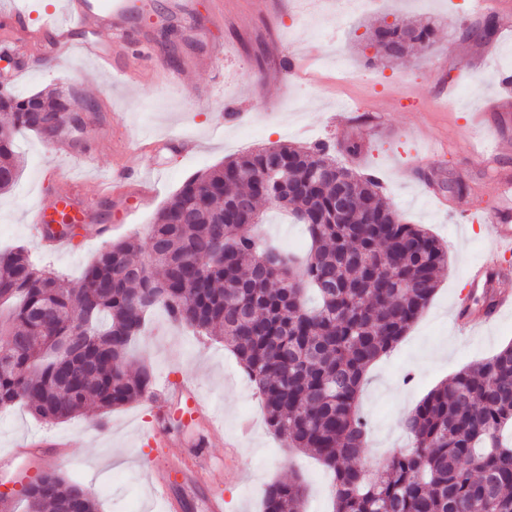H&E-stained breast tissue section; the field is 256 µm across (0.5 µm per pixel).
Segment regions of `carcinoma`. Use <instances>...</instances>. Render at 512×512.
<instances>
[{"label": "carcinoma", "mask_w": 512, "mask_h": 512, "mask_svg": "<svg viewBox=\"0 0 512 512\" xmlns=\"http://www.w3.org/2000/svg\"><path fill=\"white\" fill-rule=\"evenodd\" d=\"M434 31L403 20L370 31L374 57L429 46ZM73 114L64 92L0 90V191L16 180V133L46 136L43 116ZM291 187L239 176L272 162ZM350 208L336 209L339 185ZM276 195L306 227L301 258L252 231ZM448 250L402 222L372 174L339 166L331 145L272 144L183 183L157 213L146 254L116 241L78 282L39 268L17 247L0 251V408L25 406L49 423L141 402L153 371L132 367L131 342L161 304L170 317L224 342L258 391L266 421L288 447L333 473L335 512H512V344L454 374L406 417L411 445L368 471L357 465L367 423L357 398L368 368L395 347L431 301ZM26 512H98L75 475H39ZM296 474L266 486L262 512H304Z\"/></svg>", "instance_id": "obj_1"}]
</instances>
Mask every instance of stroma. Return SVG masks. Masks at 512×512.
<instances>
[{"label":"stroma","instance_id":"obj_1","mask_svg":"<svg viewBox=\"0 0 512 512\" xmlns=\"http://www.w3.org/2000/svg\"><path fill=\"white\" fill-rule=\"evenodd\" d=\"M163 0H142L131 27V49L164 48L182 71L169 84L150 67L137 83L113 81L92 60L71 53L62 60L28 57L11 86L25 96L45 88L68 91L81 128L66 131L75 156L55 157L50 141L33 132L17 136L24 163L18 180L0 192V249L22 246L36 264L65 278L79 279L108 243L136 240L146 246L157 212L193 175L263 145L326 141L337 163L378 177L383 198L409 224L429 230L448 248V266L428 307L401 343L373 363L359 396L368 422L363 462L373 467L408 448L404 418L430 390L463 368L512 343V314L485 332L464 335L450 325V311L466 283L469 266L487 247L480 234L498 202L501 175H512V98L500 94L499 80L512 74V0H489L484 10H466L464 0H372L347 13L336 0H195L197 13L224 10V25L208 43L224 47V68L213 73L194 59L201 42L172 28ZM495 16L497 32L486 42L467 36ZM432 24L431 47L398 60L374 58L365 33L381 20ZM360 101L365 124L337 125L341 102ZM229 116L218 123L217 113ZM192 137L196 152L179 157L161 152L149 158L136 150L144 139ZM358 152H349L351 143ZM497 152L496 164L480 155ZM128 167L151 186L153 200L126 220V200L101 201L98 186L113 169ZM81 183L100 223L114 225L100 235L96 226L78 228L73 249L59 253L41 244L34 221L39 202L57 189ZM263 235L286 250L305 249L301 225L267 209ZM132 359L149 364L156 378L192 379L201 396L219 403L225 436L251 430L236 451L213 444L217 481L182 490L181 512H205L207 496L224 500V512H261L265 486L292 473L307 481V512H332L330 475L310 455L285 447L267 426L260 398L223 343L172 322L154 309L145 332L131 348ZM149 409L133 403L112 410L99 423L96 409L71 420L47 423L24 406L0 412V457L27 436L69 443L61 472L81 477L100 502L101 512H161L140 468L151 454Z\"/></svg>","mask_w":512,"mask_h":512}]
</instances>
